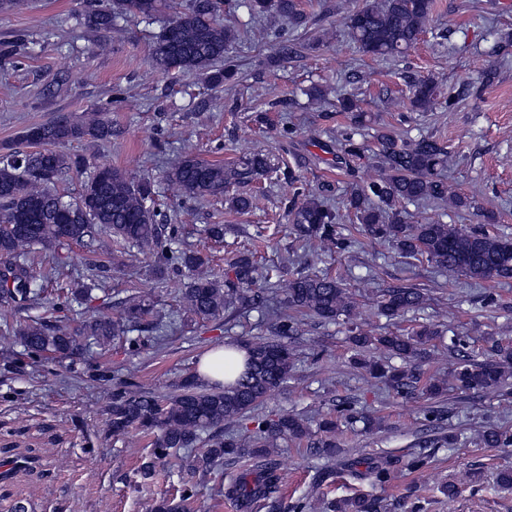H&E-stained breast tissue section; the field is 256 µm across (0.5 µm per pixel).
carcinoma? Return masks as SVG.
Segmentation results:
<instances>
[{
	"instance_id": "1",
	"label": "carcinoma",
	"mask_w": 512,
	"mask_h": 512,
	"mask_svg": "<svg viewBox=\"0 0 512 512\" xmlns=\"http://www.w3.org/2000/svg\"><path fill=\"white\" fill-rule=\"evenodd\" d=\"M220 0H191L189 7L174 9L170 0H111V7L83 14L89 30L111 29L121 16L151 19L165 9L174 16L151 45L150 64L164 72L177 70L204 76L219 85L234 73L226 52L236 40L234 28L218 18ZM256 14L275 12L302 22L300 0H249ZM434 0H368L349 9L342 20L348 39L363 53L382 59L408 53L417 44L432 15ZM224 62V67L216 64ZM409 110L427 111L435 105L453 109L458 95L448 89L441 100L440 84L433 78H407ZM341 112L352 115L354 123L365 121L358 100L347 96L338 101ZM40 139H22L39 146L34 151L10 149L0 154V303L21 306L41 299L52 271L43 267L38 252L72 243H82L98 228L110 236L138 248L154 259V273L160 279L169 272L186 276L181 290L180 310L201 320L231 319L245 309L265 308L268 336L246 342L244 370L224 388H204L187 379L164 396L143 392L121 381L112 391L108 431L124 436L137 431L153 437L154 456L164 459L172 451L179 455V467L205 475L212 469L235 463L247 454L261 461L260 468L232 482L224 495L248 506L256 504L267 512H280L281 478L271 455L286 440H305L317 458L336 457V429L345 422L363 423L371 428L380 421L357 411L354 403L342 400L314 431L304 418L280 413L267 420L252 434L224 436V425L238 421L262 403L277 387L288 381L293 368L289 342L301 335L302 317L320 323L346 324L355 349L353 364L374 378L385 381L399 397L428 398L441 394L444 380L421 383L418 361L424 358V345L439 336L425 325L404 334L376 335L357 321V304L347 283L339 276L303 274L288 271V261L275 269H260L247 251L227 252V275H217L200 253L180 246L178 226L158 222L160 212L149 205L154 189L144 177L119 168H102L82 185L74 202L53 192L60 175L80 170V155L61 151L73 142L107 141L112 123L96 112L82 116L61 115L37 126ZM377 176L348 198L359 231L372 239L391 243L401 254L422 257L455 278L512 281V240L486 231H466L453 224L431 221L409 224L403 219L402 203H448L469 208L472 201L452 190L442 180L443 173L456 164V156L432 136L404 142L379 131ZM274 171L268 154L253 152L237 161L209 162L192 153L178 157L167 179L182 198L222 197L224 205L237 213L253 207V197L234 187L267 177ZM303 249L332 254L351 246L353 240L339 231L337 214L317 196L308 195L289 211ZM98 273L92 283L79 287L59 285L56 299L49 302L55 312H64L105 284L108 266L95 265ZM426 294L418 288H389L380 306L389 317L424 307ZM123 316L112 318L98 313L75 333L63 319L20 321L12 327L22 355L29 359L48 352L59 362L72 360L92 346L106 347L122 338L135 349L140 338L128 336L126 323L148 321L153 329L167 327L166 315L155 307L153 298L129 296L123 301ZM448 349L461 353L453 370L455 386L463 393L503 387L512 378V350L499 349L493 359H478L467 352L466 337L453 335ZM482 444L512 452V428L489 425L479 435ZM198 446L203 450L190 453ZM195 487L185 483L179 499L156 500L148 512H184ZM324 512H422L419 501H389L366 495L324 505Z\"/></svg>"
}]
</instances>
